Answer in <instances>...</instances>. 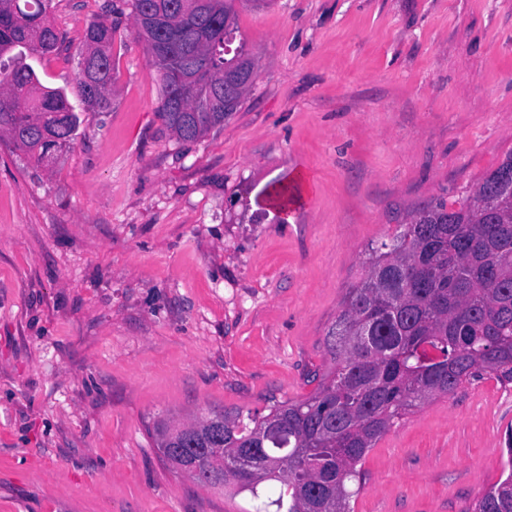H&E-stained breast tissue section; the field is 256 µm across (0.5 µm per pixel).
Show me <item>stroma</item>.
<instances>
[{
  "label": "stroma",
  "mask_w": 512,
  "mask_h": 512,
  "mask_svg": "<svg viewBox=\"0 0 512 512\" xmlns=\"http://www.w3.org/2000/svg\"><path fill=\"white\" fill-rule=\"evenodd\" d=\"M78 136L35 166L0 136V512H256L165 464L151 429L265 413L330 365L368 246L474 189L512 152V0H248L258 78L185 142L131 0H51ZM112 22V109L74 91L86 25ZM307 177L280 222L268 196ZM512 385L485 378L400 420L352 512H467L499 482Z\"/></svg>",
  "instance_id": "1"
}]
</instances>
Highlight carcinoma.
<instances>
[{
    "mask_svg": "<svg viewBox=\"0 0 512 512\" xmlns=\"http://www.w3.org/2000/svg\"><path fill=\"white\" fill-rule=\"evenodd\" d=\"M239 0H132L134 25L161 84L159 116L179 139L195 141L241 107L258 64L235 44ZM50 0H0V133L36 164L69 147L80 119L66 92L43 86L25 59L56 52L62 38L46 20ZM78 96L85 110L111 106L112 24L91 21L83 35ZM365 276L346 294L326 336L333 367L297 400L273 401L261 417L224 414L216 434L193 425L198 441L183 449L155 427L156 448L190 476L229 480L239 448L285 449L277 468L240 490L279 483L275 512H350L358 465L395 423L425 403L483 375L512 384V153L469 196L437 199L365 252ZM506 477L469 512H512V430Z\"/></svg>",
    "mask_w": 512,
    "mask_h": 512,
    "instance_id": "carcinoma-1",
    "label": "carcinoma"
}]
</instances>
